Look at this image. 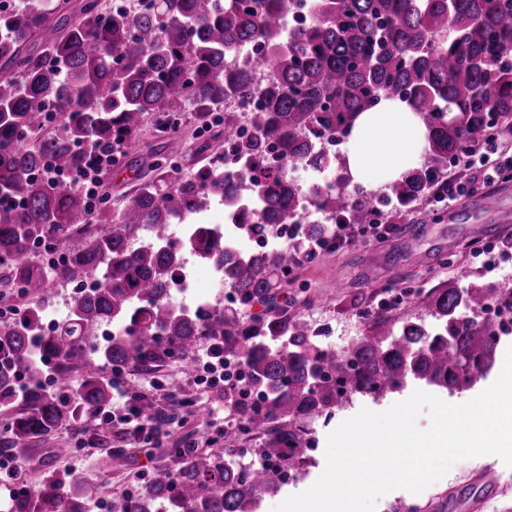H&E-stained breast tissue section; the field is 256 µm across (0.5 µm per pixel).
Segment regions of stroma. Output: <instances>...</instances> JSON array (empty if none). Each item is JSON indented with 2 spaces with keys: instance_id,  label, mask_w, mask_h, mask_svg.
Listing matches in <instances>:
<instances>
[{
  "instance_id": "stroma-1",
  "label": "stroma",
  "mask_w": 512,
  "mask_h": 512,
  "mask_svg": "<svg viewBox=\"0 0 512 512\" xmlns=\"http://www.w3.org/2000/svg\"><path fill=\"white\" fill-rule=\"evenodd\" d=\"M175 134L184 140L186 150L177 170L168 171V180L194 174L224 153V129L217 126L207 135L198 132L194 112L183 110L182 121ZM167 138L144 134L127 146L120 162L129 171L128 178H117L113 170H105L97 191L111 208H119L124 195L145 181L156 177V159L165 156ZM512 239V180L496 182L480 192L458 198L452 204L424 201L413 213L400 221L397 230L379 238L370 237L363 248L343 246L325 252L294 271L295 282L289 290L297 300H309L307 313L315 323L332 334L339 347H346L358 335L362 317L359 308L350 304L353 296L383 301L390 290L415 292L436 284L448 274L458 277L460 287H467L468 276L478 273L480 282L497 288H512V256L496 260L494 271L481 268L474 254L483 242ZM186 280L174 294L180 305L191 308L197 297L213 305L224 303V291L212 283L207 264L191 251H184ZM164 382L166 389L191 395L192 408L174 427L175 438H192L204 443L212 435L216 423L211 415L207 394L192 385L181 365L168 363L154 371L131 370L127 383L146 391L153 380ZM330 426L315 421L309 427V446L303 466V479L282 487L279 493L263 496L258 512H272L284 498L308 489L325 468L326 439ZM123 448L128 459L124 470L110 466L112 449ZM168 445L122 441L119 430H101L96 444L80 446L70 427L33 439L22 452L26 462L25 480L36 486L45 473L55 472L73 478L80 496L88 500L110 498L146 482L151 468L164 463ZM494 471L496 487H476V472ZM417 504V512H512V468L500 458L481 456L457 462L441 480L418 494L404 489L382 497L377 512H409V504Z\"/></svg>"
}]
</instances>
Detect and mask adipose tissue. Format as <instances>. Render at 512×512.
<instances>
[{"label":"adipose tissue","mask_w":512,"mask_h":512,"mask_svg":"<svg viewBox=\"0 0 512 512\" xmlns=\"http://www.w3.org/2000/svg\"><path fill=\"white\" fill-rule=\"evenodd\" d=\"M425 147L418 116L402 103L385 102L356 120L341 162L353 183L378 189L417 167Z\"/></svg>","instance_id":"adipose-tissue-1"}]
</instances>
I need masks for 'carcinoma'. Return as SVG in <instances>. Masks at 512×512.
Returning <instances> with one entry per match:
<instances>
[{
	"mask_svg": "<svg viewBox=\"0 0 512 512\" xmlns=\"http://www.w3.org/2000/svg\"><path fill=\"white\" fill-rule=\"evenodd\" d=\"M307 27L283 39L296 0H155L149 14L114 12L101 0H21L0 9V266L6 281L34 300L18 319L0 325V410L22 442L46 436L67 420L90 425L112 400L107 367L189 368L200 340L224 342L246 369L257 398L224 391L236 426L224 447L174 448L175 466H161L139 489L110 499L111 512H256L262 495L281 490L283 470L302 462L307 422L416 382L451 393L490 374L500 345L501 314H512V289L452 278L415 292L420 313L397 314L385 302L365 314L357 338L342 350L321 347L312 323L288 317L279 301L288 266L315 242L336 249V224H368L384 207L407 208L429 196L449 162L496 136L512 139V0H315ZM248 46L267 51L269 78L224 69L228 54ZM264 101L247 138L224 124V143L238 156L232 175L209 165L176 182L141 184L113 212L92 209L82 189L61 175L108 150L113 138L139 135L146 117L190 105L209 114L224 101ZM399 101L426 130L422 165L381 195L351 183L340 159L317 151V137L350 134L355 119L382 102ZM62 127L33 147L44 131L48 102ZM277 139L284 165L252 164ZM304 161L318 172L337 168L336 185L300 188L288 177ZM239 219L246 236L254 205L281 222L311 204L321 219L303 225L288 249L256 255L235 250L197 226L182 242L129 244L143 229L180 224L210 201ZM97 223L90 242L66 253L61 268L33 261L45 238ZM224 268L236 308L178 307L168 299L182 252ZM96 278L94 291L69 298L67 319L46 335L40 314L49 274ZM256 304L265 316L250 317ZM122 331L104 346L99 326ZM83 374L76 398L50 393ZM263 438L257 466L235 462L242 435ZM9 512H87L66 478L49 475Z\"/></svg>",
	"mask_w": 512,
	"mask_h": 512,
	"instance_id": "cac0c4a2",
	"label": "carcinoma"
}]
</instances>
